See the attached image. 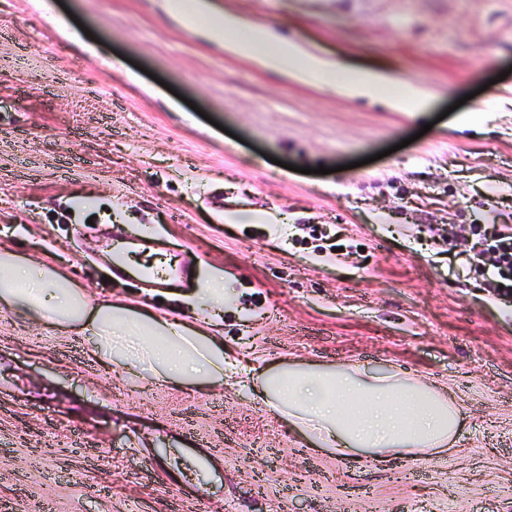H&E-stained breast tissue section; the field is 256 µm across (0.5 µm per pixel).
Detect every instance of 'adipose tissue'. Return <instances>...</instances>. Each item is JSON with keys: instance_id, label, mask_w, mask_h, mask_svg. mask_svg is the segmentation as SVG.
I'll return each mask as SVG.
<instances>
[{"instance_id": "obj_1", "label": "adipose tissue", "mask_w": 512, "mask_h": 512, "mask_svg": "<svg viewBox=\"0 0 512 512\" xmlns=\"http://www.w3.org/2000/svg\"><path fill=\"white\" fill-rule=\"evenodd\" d=\"M167 8L188 26L206 21L227 51L266 70L348 98L381 101L394 111L428 107L427 93L413 83L392 93L398 81L386 69H339L334 60L281 40L269 23L220 11L214 0H167ZM0 300L85 337L105 363L148 366L160 383L214 382L231 368L223 342L203 329L108 301L90 304L55 267L31 268L8 250L0 252ZM260 378L266 406L332 453L443 450L462 430L461 409L452 397L396 373L376 375L357 365L291 366L264 370Z\"/></svg>"}]
</instances>
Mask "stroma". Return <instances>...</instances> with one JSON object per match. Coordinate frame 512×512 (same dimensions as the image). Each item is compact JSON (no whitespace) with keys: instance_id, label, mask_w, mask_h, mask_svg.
<instances>
[{"instance_id":"obj_1","label":"stroma","mask_w":512,"mask_h":512,"mask_svg":"<svg viewBox=\"0 0 512 512\" xmlns=\"http://www.w3.org/2000/svg\"><path fill=\"white\" fill-rule=\"evenodd\" d=\"M216 3L429 107L267 71L163 0H0V249L190 322L223 271L238 362L157 383L0 304V512H512V298L469 255L512 225V0ZM290 364L423 378L464 429L314 448L254 380Z\"/></svg>"}]
</instances>
